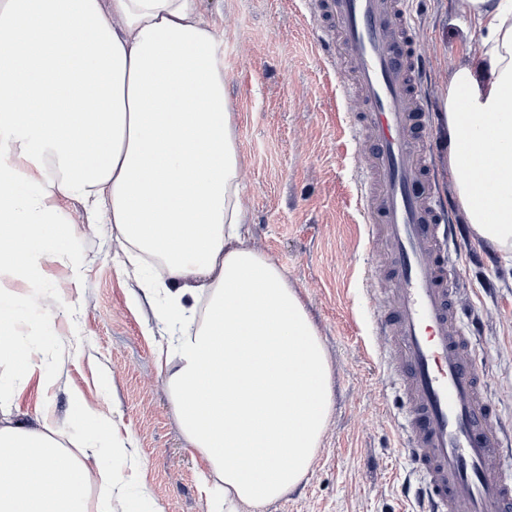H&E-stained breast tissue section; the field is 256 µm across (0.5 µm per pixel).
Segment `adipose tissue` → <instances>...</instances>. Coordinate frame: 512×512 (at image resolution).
I'll return each mask as SVG.
<instances>
[{
  "label": "adipose tissue",
  "instance_id": "obj_1",
  "mask_svg": "<svg viewBox=\"0 0 512 512\" xmlns=\"http://www.w3.org/2000/svg\"><path fill=\"white\" fill-rule=\"evenodd\" d=\"M460 42L436 122L454 202L474 237L512 254V0H455ZM224 40L195 0H0V274L40 280L70 237L49 200L82 199L130 261L173 288L165 362L188 442L223 482L216 512H263L322 444L331 368L281 265L251 247ZM0 512H91L101 481L49 425L10 420L39 354L0 293Z\"/></svg>",
  "mask_w": 512,
  "mask_h": 512
}]
</instances>
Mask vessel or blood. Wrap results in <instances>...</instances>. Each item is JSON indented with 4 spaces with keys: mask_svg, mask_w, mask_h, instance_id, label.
<instances>
[{
    "mask_svg": "<svg viewBox=\"0 0 512 512\" xmlns=\"http://www.w3.org/2000/svg\"><path fill=\"white\" fill-rule=\"evenodd\" d=\"M324 44L342 52L345 98L364 104L352 136L373 143L359 205L369 242L384 243L388 275L376 322L387 369L408 410L400 452L419 472L423 512H512V472L499 467L504 419L482 367L468 357L473 328L455 306L459 227L439 198L427 145L428 73L408 0H312Z\"/></svg>",
    "mask_w": 512,
    "mask_h": 512,
    "instance_id": "1",
    "label": "vessel or blood"
}]
</instances>
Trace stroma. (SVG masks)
Listing matches in <instances>:
<instances>
[{"label":"stroma","instance_id":"stroma-1","mask_svg":"<svg viewBox=\"0 0 512 512\" xmlns=\"http://www.w3.org/2000/svg\"><path fill=\"white\" fill-rule=\"evenodd\" d=\"M410 8L431 68L425 95L434 110L467 21L454 15L452 0H410ZM198 13L224 35L250 243L284 268L332 369L334 406L319 453L301 485L264 512H418L406 493L416 476L396 451L406 405L376 356L386 261L370 251L358 205L357 171L369 150L350 136L357 105L343 99L341 67L317 44L321 21L310 0H198ZM51 204L71 229V259L44 261L42 290L72 311L31 307L22 279L0 278V291L15 298L22 342L44 348L14 393L13 418L48 420L73 455L94 449L95 469L124 475L137 459L124 498L109 500L94 488V512H210L222 484L185 439L159 363L169 343L159 321L166 289L146 288L151 269L125 264L81 200L58 195ZM459 258L461 297L478 326L472 354L512 424V260L475 242ZM78 399L109 414L128 455L92 436Z\"/></svg>","mask_w":512,"mask_h":512}]
</instances>
